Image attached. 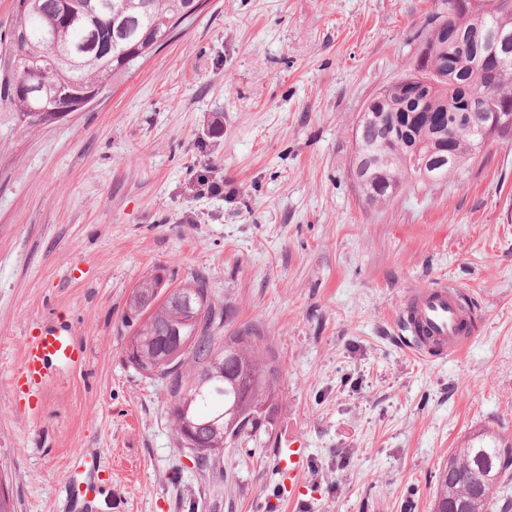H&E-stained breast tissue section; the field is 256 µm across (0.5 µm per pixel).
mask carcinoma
<instances>
[{"instance_id":"cac0c4a2","label":"carcinoma","mask_w":512,"mask_h":512,"mask_svg":"<svg viewBox=\"0 0 512 512\" xmlns=\"http://www.w3.org/2000/svg\"><path fill=\"white\" fill-rule=\"evenodd\" d=\"M487 15L493 29L512 32V0ZM197 0H15L13 27L6 42L8 57L0 74V100L32 124L57 121L63 106L61 91L75 95L102 93L113 82L155 54L175 32L192 21ZM422 38L431 59L450 62L451 77L434 92L433 108L465 94H483L486 111L500 108L498 100H512V81L489 86L476 47L461 51L455 39L472 37L475 15L455 7V0H440ZM406 107L403 85L396 82L367 103L355 131L351 168L362 169L359 188L369 205L396 196L395 186L421 185L423 173L410 162L407 138L394 134L390 113ZM438 118L429 115L415 122L413 133L433 148L429 158L436 180L456 172L445 157L470 156L485 145L465 125L444 130L447 146L435 143ZM227 308L215 304L206 283L194 278L165 289L157 273L141 280L127 302V316L136 326L129 343L137 356L128 361L141 373L166 381L177 442H182L180 406L191 401L189 418L195 445L190 455L212 472L219 469L224 449L252 437L269 424L278 401V365L272 348L259 333L223 338ZM190 369L183 371L184 364ZM489 431L474 433L448 455L435 474L433 512H512V499L500 493L512 480V452Z\"/></svg>"}]
</instances>
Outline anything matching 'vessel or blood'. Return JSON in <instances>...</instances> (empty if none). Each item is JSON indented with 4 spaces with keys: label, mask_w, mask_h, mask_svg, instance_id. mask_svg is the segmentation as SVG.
<instances>
[{
    "label": "vessel or blood",
    "mask_w": 512,
    "mask_h": 512,
    "mask_svg": "<svg viewBox=\"0 0 512 512\" xmlns=\"http://www.w3.org/2000/svg\"><path fill=\"white\" fill-rule=\"evenodd\" d=\"M474 319L475 311L465 303L463 289L444 279L407 291L398 315L406 347L427 360L462 352L472 340ZM79 357L80 350L69 336L59 330L44 331L32 337L24 351L18 386L27 393L37 388L48 359Z\"/></svg>",
    "instance_id": "vessel-or-blood-1"
}]
</instances>
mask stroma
I'll use <instances>...</instances> for the list:
<instances>
[{
    "label": "stroma",
    "instance_id": "obj_1",
    "mask_svg": "<svg viewBox=\"0 0 512 512\" xmlns=\"http://www.w3.org/2000/svg\"><path fill=\"white\" fill-rule=\"evenodd\" d=\"M436 0H209L84 111L32 125L0 102V476L15 512H431L478 429L512 444V137L450 178L364 203L350 173L367 102L404 75ZM194 273L265 336L268 431L220 475L179 448L164 381L127 361L144 277ZM438 279L477 318L424 361L396 315ZM80 347L16 393L26 344ZM307 460L288 479L280 442ZM91 483L80 506L68 478Z\"/></svg>",
    "mask_w": 512,
    "mask_h": 512
}]
</instances>
